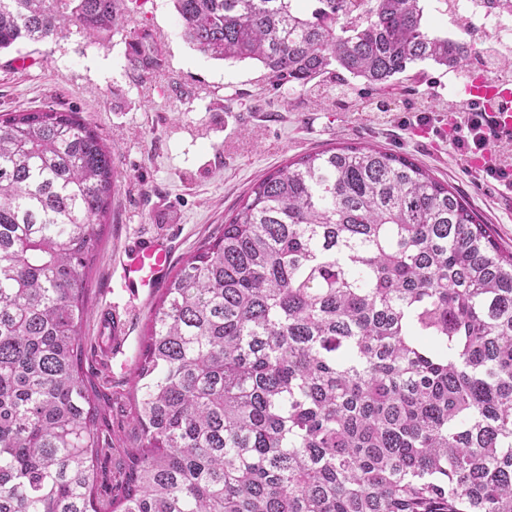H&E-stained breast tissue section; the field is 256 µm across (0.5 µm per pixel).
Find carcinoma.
Returning a JSON list of instances; mask_svg holds the SVG:
<instances>
[{
    "label": "carcinoma",
    "instance_id": "cac0c4a2",
    "mask_svg": "<svg viewBox=\"0 0 512 512\" xmlns=\"http://www.w3.org/2000/svg\"><path fill=\"white\" fill-rule=\"evenodd\" d=\"M172 2L193 47L278 85L335 65L385 92L426 61L512 76L495 45L430 34L424 0ZM126 16L0 0V50ZM127 56L163 66L141 36ZM117 178L78 113L0 115V512H512V253L454 188L360 144L255 181L163 289L133 383L143 442L114 448L81 327Z\"/></svg>",
    "mask_w": 512,
    "mask_h": 512
}]
</instances>
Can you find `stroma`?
I'll use <instances>...</instances> for the list:
<instances>
[{
	"mask_svg": "<svg viewBox=\"0 0 512 512\" xmlns=\"http://www.w3.org/2000/svg\"><path fill=\"white\" fill-rule=\"evenodd\" d=\"M147 36L165 66L134 70L126 37ZM465 77L430 63L397 83L387 112H358L376 98L353 80L349 105L324 97L318 81L275 85L259 64L209 58L181 33L172 0H128L125 31L89 40L78 32L0 51V112L52 106L78 112L111 147L119 178L94 264L91 311L83 325L85 367L107 399L113 438L137 443L129 392L154 298L115 292L118 256L134 238L164 235L182 264L220 229L251 183L285 160L338 143L374 145L411 156L453 186L512 251L508 189L487 179L482 160L461 156L449 120L469 108ZM118 305L127 336L125 370L106 375L94 354L95 311Z\"/></svg>",
	"mask_w": 512,
	"mask_h": 512,
	"instance_id": "obj_1",
	"label": "stroma"
}]
</instances>
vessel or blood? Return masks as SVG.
I'll list each match as a JSON object with an SVG mask.
<instances>
[{
  "label": "vessel or blood",
  "mask_w": 512,
  "mask_h": 512,
  "mask_svg": "<svg viewBox=\"0 0 512 512\" xmlns=\"http://www.w3.org/2000/svg\"><path fill=\"white\" fill-rule=\"evenodd\" d=\"M472 98L492 102V115L499 128L512 130V92L502 85L480 80L471 84ZM173 251L169 239L141 236L124 249L120 258V285L154 293L170 276ZM125 336V322L111 307L102 308L97 315V356L104 369H111L117 347Z\"/></svg>",
  "instance_id": "vessel-or-blood-1"
}]
</instances>
